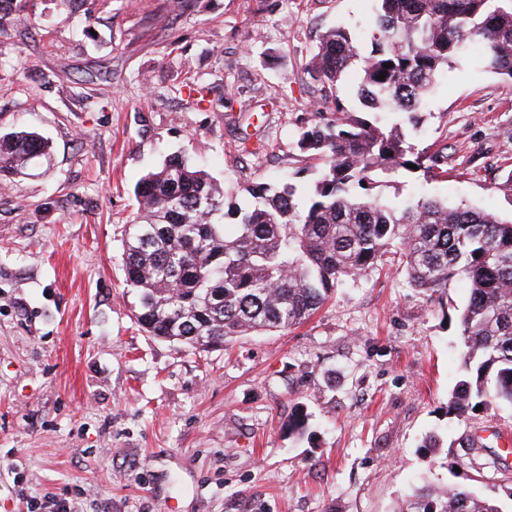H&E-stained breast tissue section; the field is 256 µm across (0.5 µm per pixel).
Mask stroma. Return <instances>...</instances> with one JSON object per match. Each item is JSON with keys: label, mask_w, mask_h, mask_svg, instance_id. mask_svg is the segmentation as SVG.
I'll use <instances>...</instances> for the list:
<instances>
[{"label": "stroma", "mask_w": 512, "mask_h": 512, "mask_svg": "<svg viewBox=\"0 0 512 512\" xmlns=\"http://www.w3.org/2000/svg\"><path fill=\"white\" fill-rule=\"evenodd\" d=\"M339 23L367 32L369 0H0V135L51 144L0 178V512L64 497L78 512H397L425 483L484 490L512 409L448 414L465 279L430 298L393 248L304 324L221 350L135 319L123 243L140 178L176 153L240 206L255 183L310 184L322 162L297 141L333 111L303 68ZM407 134L447 170L383 196L512 216V80L449 66ZM468 434L480 461L457 472Z\"/></svg>", "instance_id": "obj_1"}]
</instances>
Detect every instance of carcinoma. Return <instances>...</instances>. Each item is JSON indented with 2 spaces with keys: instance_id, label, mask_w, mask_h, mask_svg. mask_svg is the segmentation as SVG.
<instances>
[{
  "instance_id": "obj_1",
  "label": "carcinoma",
  "mask_w": 512,
  "mask_h": 512,
  "mask_svg": "<svg viewBox=\"0 0 512 512\" xmlns=\"http://www.w3.org/2000/svg\"><path fill=\"white\" fill-rule=\"evenodd\" d=\"M372 2L374 29L360 37L343 24L331 27L305 63V73L329 88L337 112L344 108L336 86L356 69L355 95L371 114L302 132L300 152L323 162L310 185L248 186L249 205L227 206L207 171L176 155L140 180L137 221L123 244L138 321L153 336L195 349H221L255 331L285 332L394 246L414 287L438 293L457 276L470 284L458 316L463 373L448 414L512 406V218L424 196L396 203L374 192L413 172L411 164L435 176L438 160L409 141L404 125L419 124L446 67L472 60L478 44L481 55L472 61L512 79V0ZM49 149L36 132L0 136V176L26 174ZM402 512L504 510L495 496L450 485L419 488Z\"/></svg>"
}]
</instances>
